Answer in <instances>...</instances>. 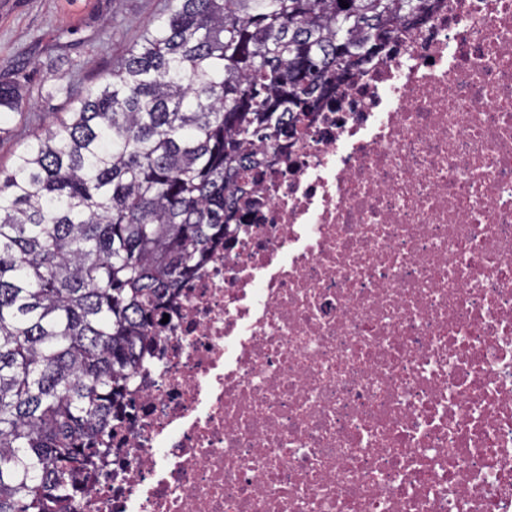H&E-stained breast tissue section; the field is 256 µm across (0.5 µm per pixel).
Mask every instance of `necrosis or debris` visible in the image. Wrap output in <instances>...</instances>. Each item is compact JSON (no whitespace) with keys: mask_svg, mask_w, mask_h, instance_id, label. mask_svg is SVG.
Here are the masks:
<instances>
[{"mask_svg":"<svg viewBox=\"0 0 512 512\" xmlns=\"http://www.w3.org/2000/svg\"><path fill=\"white\" fill-rule=\"evenodd\" d=\"M268 160L71 512H512V0H442Z\"/></svg>","mask_w":512,"mask_h":512,"instance_id":"obj_1","label":"necrosis or debris"}]
</instances>
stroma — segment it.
Segmentation results:
<instances>
[{"mask_svg": "<svg viewBox=\"0 0 512 512\" xmlns=\"http://www.w3.org/2000/svg\"><path fill=\"white\" fill-rule=\"evenodd\" d=\"M168 7L169 0H0V83L23 97L20 111L0 119V168L69 112L72 94L108 78ZM58 77L71 94L48 95Z\"/></svg>", "mask_w": 512, "mask_h": 512, "instance_id": "35a3bbf8", "label": "stroma"}]
</instances>
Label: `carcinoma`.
<instances>
[{
	"instance_id": "cac0c4a2",
	"label": "carcinoma",
	"mask_w": 512,
	"mask_h": 512,
	"mask_svg": "<svg viewBox=\"0 0 512 512\" xmlns=\"http://www.w3.org/2000/svg\"><path fill=\"white\" fill-rule=\"evenodd\" d=\"M440 2L170 0L0 170V512H67L151 328L244 221L262 148ZM21 100L0 83V114Z\"/></svg>"
}]
</instances>
